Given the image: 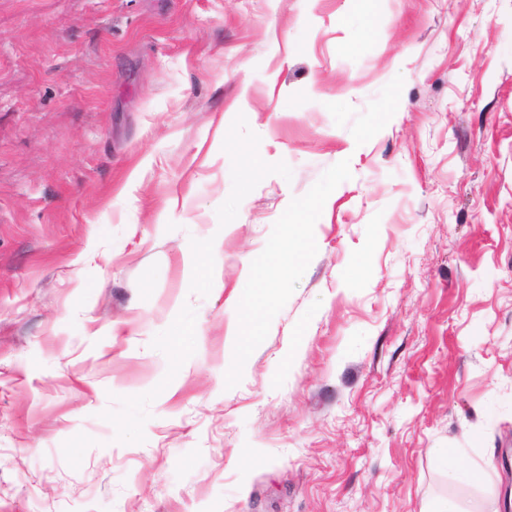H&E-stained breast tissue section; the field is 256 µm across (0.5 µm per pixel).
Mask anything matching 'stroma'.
I'll list each match as a JSON object with an SVG mask.
<instances>
[{
    "instance_id": "stroma-1",
    "label": "stroma",
    "mask_w": 512,
    "mask_h": 512,
    "mask_svg": "<svg viewBox=\"0 0 512 512\" xmlns=\"http://www.w3.org/2000/svg\"><path fill=\"white\" fill-rule=\"evenodd\" d=\"M443 500L512 512V0H0V512Z\"/></svg>"
}]
</instances>
